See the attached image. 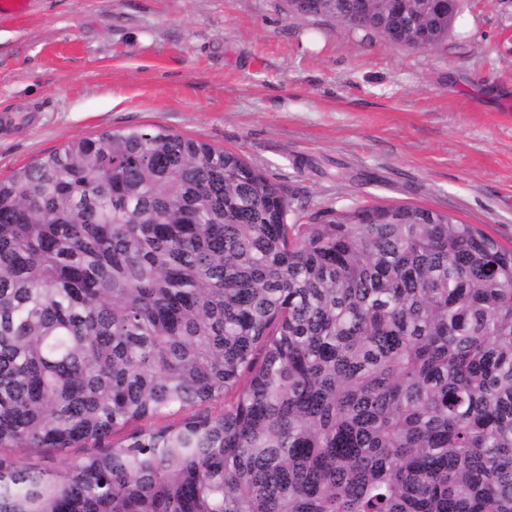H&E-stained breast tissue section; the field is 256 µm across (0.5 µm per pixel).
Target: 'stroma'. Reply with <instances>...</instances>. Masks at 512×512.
Segmentation results:
<instances>
[{"label": "stroma", "instance_id": "stroma-1", "mask_svg": "<svg viewBox=\"0 0 512 512\" xmlns=\"http://www.w3.org/2000/svg\"><path fill=\"white\" fill-rule=\"evenodd\" d=\"M0 178L80 137L161 127L235 150L298 216L389 203L512 245V0L410 50L284 0H36L0 18Z\"/></svg>", "mask_w": 512, "mask_h": 512}]
</instances>
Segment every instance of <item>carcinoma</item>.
I'll return each mask as SVG.
<instances>
[{
	"mask_svg": "<svg viewBox=\"0 0 512 512\" xmlns=\"http://www.w3.org/2000/svg\"><path fill=\"white\" fill-rule=\"evenodd\" d=\"M308 2L412 50L453 25ZM293 212L160 128L0 179V512H512V246L423 207ZM95 448L88 446H80L74 448H65L63 450L54 451L49 454H39L21 450L7 451L11 454L20 465H34L43 469H56L65 461H72L87 456L95 452Z\"/></svg>",
	"mask_w": 512,
	"mask_h": 512,
	"instance_id": "obj_1",
	"label": "carcinoma"
}]
</instances>
